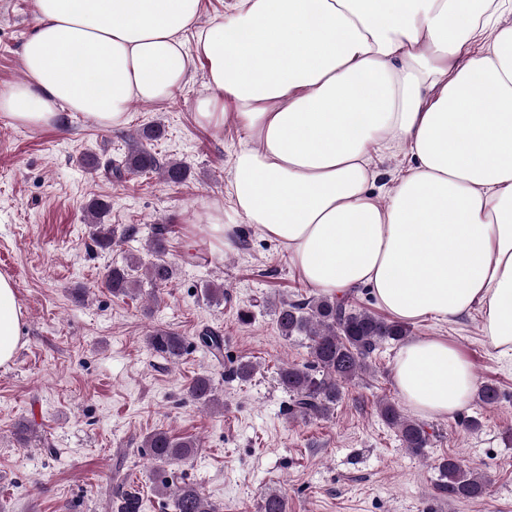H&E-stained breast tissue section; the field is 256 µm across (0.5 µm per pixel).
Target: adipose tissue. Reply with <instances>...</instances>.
<instances>
[{"label": "adipose tissue", "mask_w": 512, "mask_h": 512, "mask_svg": "<svg viewBox=\"0 0 512 512\" xmlns=\"http://www.w3.org/2000/svg\"><path fill=\"white\" fill-rule=\"evenodd\" d=\"M22 80L0 117L30 128L81 114L120 128L205 61L197 122L234 117L230 247L247 224L279 242L311 288L369 289L402 322L481 312L486 343L512 357V0H232L200 25V0H35ZM196 49L188 51L187 32ZM410 165L381 186L378 158ZM26 312L0 274V367ZM392 378L418 415H456L476 388L448 342L409 339Z\"/></svg>", "instance_id": "1"}]
</instances>
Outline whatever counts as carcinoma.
I'll return each instance as SVG.
<instances>
[{
	"instance_id": "obj_1",
	"label": "carcinoma",
	"mask_w": 512,
	"mask_h": 512,
	"mask_svg": "<svg viewBox=\"0 0 512 512\" xmlns=\"http://www.w3.org/2000/svg\"><path fill=\"white\" fill-rule=\"evenodd\" d=\"M157 173L164 180L179 183L187 179L188 167L177 161H162L144 146L130 148L124 160L112 167L115 178L126 174ZM166 228L158 225L149 244L150 259L142 262L131 258L123 265L108 269L105 286L117 296H130L141 291L137 272L146 267L149 284L153 287L169 283L176 274L175 266L166 259ZM92 240L101 250H110L116 243L115 230L103 224L94 225ZM276 324L282 336H303L307 340L310 362L298 366L283 365L277 384L288 394L289 410L303 419L328 418L334 414L342 387L354 381L367 370V361L383 342H403L410 329L367 310L349 307V299L342 301L332 296H312L295 302L282 301L274 309ZM199 341L215 359L223 357L224 337L209 327L199 332ZM149 346L173 360L185 351V341L177 333L156 329L148 336ZM256 365L242 361L228 370L229 376L242 382L252 379ZM190 401L210 407L216 401L212 379L197 376L187 387ZM380 418L398 430L403 448L408 454L424 458L427 455L429 434L425 425L405 417L393 402L378 404ZM143 447L157 464L155 491L171 498L174 512H220L221 507L207 502L201 490L188 483L177 485L166 467L191 458L197 448L192 439L171 436L163 430L148 434ZM435 495L441 499H475L484 495L487 481L481 474L464 467L455 457H443L434 466ZM117 512H140L141 497L132 486L120 483L116 492ZM260 512H288V501L280 493L265 495Z\"/></svg>"
}]
</instances>
